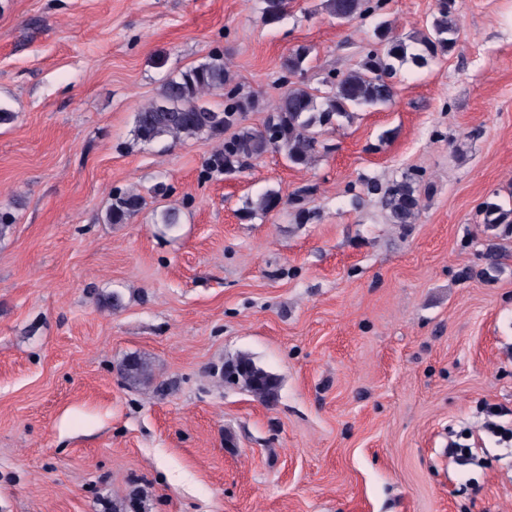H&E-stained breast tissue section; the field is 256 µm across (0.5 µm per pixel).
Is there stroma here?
I'll list each match as a JSON object with an SVG mask.
<instances>
[{
	"label": "stroma",
	"instance_id": "obj_1",
	"mask_svg": "<svg viewBox=\"0 0 512 512\" xmlns=\"http://www.w3.org/2000/svg\"><path fill=\"white\" fill-rule=\"evenodd\" d=\"M435 6L342 24L288 0L267 25L261 0H0V512H512V443L483 409H512V238L479 215L512 206V0H455L452 51L325 127L309 165L227 174L222 136L133 142L163 81L212 53L259 128L291 49L319 89L382 49L380 21L407 40ZM407 171L429 192L394 224L367 186ZM129 188L142 210L104 223ZM269 190L280 206L248 214ZM240 353L277 375L274 404L225 386ZM132 355L150 382L122 378ZM465 432L479 463L448 455Z\"/></svg>",
	"mask_w": 512,
	"mask_h": 512
}]
</instances>
